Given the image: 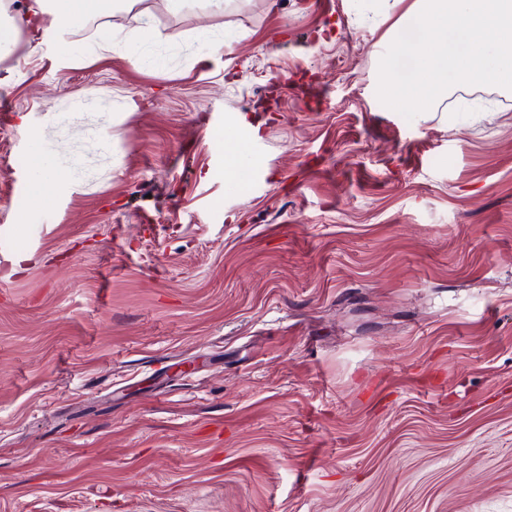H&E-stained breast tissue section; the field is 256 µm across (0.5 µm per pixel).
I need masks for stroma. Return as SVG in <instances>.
Segmentation results:
<instances>
[{
	"mask_svg": "<svg viewBox=\"0 0 512 512\" xmlns=\"http://www.w3.org/2000/svg\"><path fill=\"white\" fill-rule=\"evenodd\" d=\"M390 27L139 0L0 55V512H512V93L406 120Z\"/></svg>",
	"mask_w": 512,
	"mask_h": 512,
	"instance_id": "obj_1",
	"label": "stroma"
}]
</instances>
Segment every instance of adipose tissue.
I'll list each match as a JSON object with an SVG mask.
<instances>
[{"label":"adipose tissue","instance_id":"adipose-tissue-1","mask_svg":"<svg viewBox=\"0 0 512 512\" xmlns=\"http://www.w3.org/2000/svg\"><path fill=\"white\" fill-rule=\"evenodd\" d=\"M105 0H25L7 21L0 22V52L12 47L20 30L33 23L69 29L104 12Z\"/></svg>","mask_w":512,"mask_h":512}]
</instances>
